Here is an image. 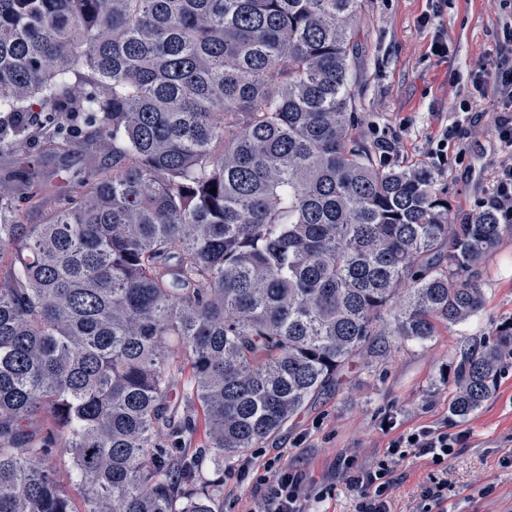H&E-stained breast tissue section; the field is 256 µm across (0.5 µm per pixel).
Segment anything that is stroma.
<instances>
[{
  "instance_id": "35a3bbf8",
  "label": "stroma",
  "mask_w": 512,
  "mask_h": 512,
  "mask_svg": "<svg viewBox=\"0 0 512 512\" xmlns=\"http://www.w3.org/2000/svg\"><path fill=\"white\" fill-rule=\"evenodd\" d=\"M353 23L350 95L355 135L369 148L398 140L380 156L389 168L426 166L448 199L453 223L467 222L493 190L501 163L512 159L495 132L505 102L492 94L499 80L495 49L512 48V5L499 0H359ZM438 11L433 24L421 15ZM448 45L437 56L436 41ZM455 134L448 143L445 128ZM42 185L37 208L23 221L41 223L67 182L110 164L112 157L75 140L59 156L35 152ZM483 310L441 329L426 345L406 343L381 358L360 359L340 385L320 394L300 414L246 457L224 462V512H249L265 461L305 472L327 496L310 512H357L360 492L337 474L342 459L365 466L382 459L391 441L423 426L468 432L465 448L437 468L405 458L393 474L391 512H422L432 480L445 481L448 512H512V363H506L491 395L467 418L449 413L456 368L464 353L492 331L512 325V232L478 270ZM254 462L241 475L244 458Z\"/></svg>"
}]
</instances>
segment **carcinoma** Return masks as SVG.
Returning a JSON list of instances; mask_svg holds the SVG:
<instances>
[{
  "mask_svg": "<svg viewBox=\"0 0 512 512\" xmlns=\"http://www.w3.org/2000/svg\"><path fill=\"white\" fill-rule=\"evenodd\" d=\"M357 4L0 0V151L112 155L40 224L34 160L0 180V512H218L220 461L482 310L497 212L451 223L353 133ZM509 356L512 326L460 363L453 416ZM61 446L58 447V453L55 456V462L60 468L61 477L64 483L67 485L71 498L75 502L76 507L80 509L82 507L83 488L70 479L68 470L66 468L68 455L65 453V449Z\"/></svg>",
  "mask_w": 512,
  "mask_h": 512,
  "instance_id": "1",
  "label": "carcinoma"
}]
</instances>
